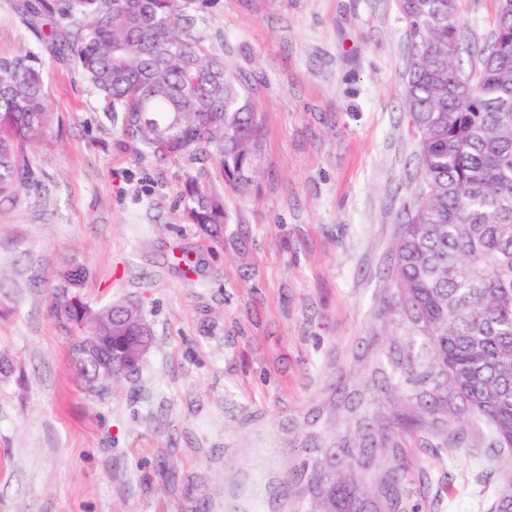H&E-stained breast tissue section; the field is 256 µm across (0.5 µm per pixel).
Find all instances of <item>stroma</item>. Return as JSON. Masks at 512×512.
Instances as JSON below:
<instances>
[{"instance_id":"1","label":"stroma","mask_w":512,"mask_h":512,"mask_svg":"<svg viewBox=\"0 0 512 512\" xmlns=\"http://www.w3.org/2000/svg\"><path fill=\"white\" fill-rule=\"evenodd\" d=\"M0 0V60L35 53L52 103L33 172L0 199V512H292L288 469L328 386L366 351L421 181L404 109L398 0H195L185 23L250 87L264 127L255 199L225 191L220 238L189 223L184 163L112 128L73 63ZM497 0H460L473 50ZM91 308L153 331L102 397L71 369L82 331L49 312L64 270ZM402 512H489L512 454L399 440Z\"/></svg>"}]
</instances>
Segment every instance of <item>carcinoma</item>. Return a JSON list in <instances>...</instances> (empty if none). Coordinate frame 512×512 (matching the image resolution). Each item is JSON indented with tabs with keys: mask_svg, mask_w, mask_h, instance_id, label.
<instances>
[{
	"mask_svg": "<svg viewBox=\"0 0 512 512\" xmlns=\"http://www.w3.org/2000/svg\"><path fill=\"white\" fill-rule=\"evenodd\" d=\"M194 0H23L28 25L59 23L43 46L73 62L105 103L125 145L165 165L184 159V209L201 230L226 222L224 196L202 180L216 158L242 199L258 192L263 127L248 91L221 58L208 57L185 27ZM409 37L405 93L419 144L422 183L394 251L392 287L378 301L391 343L355 385L361 413L294 463L293 512H398L405 472L397 438L431 430L460 439L457 423L481 424L493 452H512V0H498L491 44L462 84L457 0H399ZM26 51L0 62V198L32 178L24 150L42 145L52 112ZM68 270L51 311L85 322L72 350L75 374L102 396L143 358L138 308L112 318L71 288ZM512 507V471L492 512Z\"/></svg>",
	"mask_w": 512,
	"mask_h": 512,
	"instance_id": "cac0c4a2",
	"label": "carcinoma"
}]
</instances>
